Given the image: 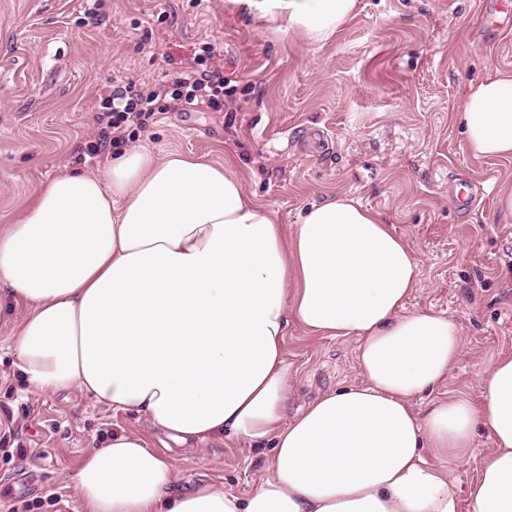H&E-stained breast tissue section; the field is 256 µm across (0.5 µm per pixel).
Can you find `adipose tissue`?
Wrapping results in <instances>:
<instances>
[{"mask_svg":"<svg viewBox=\"0 0 512 512\" xmlns=\"http://www.w3.org/2000/svg\"><path fill=\"white\" fill-rule=\"evenodd\" d=\"M311 43L358 0H231ZM470 148L512 159V73L470 88ZM420 262L381 216L340 194L292 230L232 162L133 147L103 170L60 168L0 232V285L28 313L13 338L37 392L79 390L145 416L178 443L225 433L274 450L247 497L203 483L173 494L171 460L137 434L91 449L72 477L83 512H512V355L484 372L480 404L414 406L458 362L459 325L413 309ZM355 337L364 382L286 418L289 325ZM493 443L466 499L445 468L478 425Z\"/></svg>","mask_w":512,"mask_h":512,"instance_id":"adipose-tissue-1","label":"adipose tissue"}]
</instances>
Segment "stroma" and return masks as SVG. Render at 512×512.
Returning <instances> with one entry per match:
<instances>
[{
    "instance_id": "stroma-1",
    "label": "stroma",
    "mask_w": 512,
    "mask_h": 512,
    "mask_svg": "<svg viewBox=\"0 0 512 512\" xmlns=\"http://www.w3.org/2000/svg\"><path fill=\"white\" fill-rule=\"evenodd\" d=\"M512 0H358L353 18L311 45L229 0H0V230L64 166L96 170L85 146L112 81L172 80L203 44L223 66L224 109H168L137 132L157 154L235 159L247 189L295 224L303 209L346 194L415 249L409 306L433 307L462 329L447 382L419 402L482 399L485 369L512 354V220L499 211L512 160L469 147L459 106L470 85L512 71ZM473 186L467 206L452 187ZM25 304L0 298V512H82L71 476L112 435L138 433L175 464V491L207 480L250 495L273 451L214 437L188 448L136 414L79 391L32 393L11 339ZM357 341L288 328L295 374L287 415L350 384ZM492 446L478 427L465 461L448 466L465 496Z\"/></svg>"
}]
</instances>
